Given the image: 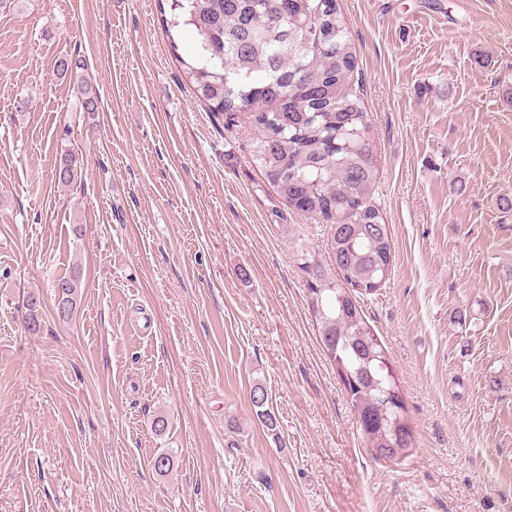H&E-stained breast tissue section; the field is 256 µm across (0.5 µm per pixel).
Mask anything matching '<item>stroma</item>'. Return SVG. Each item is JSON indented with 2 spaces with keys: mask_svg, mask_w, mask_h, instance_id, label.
<instances>
[{
  "mask_svg": "<svg viewBox=\"0 0 512 512\" xmlns=\"http://www.w3.org/2000/svg\"><path fill=\"white\" fill-rule=\"evenodd\" d=\"M341 9L394 243L363 309L410 456L367 452L298 264L329 223L185 85L192 33L170 49L156 0H0V512H512V0ZM76 272L65 322L52 285ZM84 162L73 148L61 147L54 164V179L58 184L68 186L82 175ZM251 404L260 422L269 430L275 431L277 419L268 407V394L262 384H255L250 392Z\"/></svg>",
  "mask_w": 512,
  "mask_h": 512,
  "instance_id": "1",
  "label": "stroma"
}]
</instances>
